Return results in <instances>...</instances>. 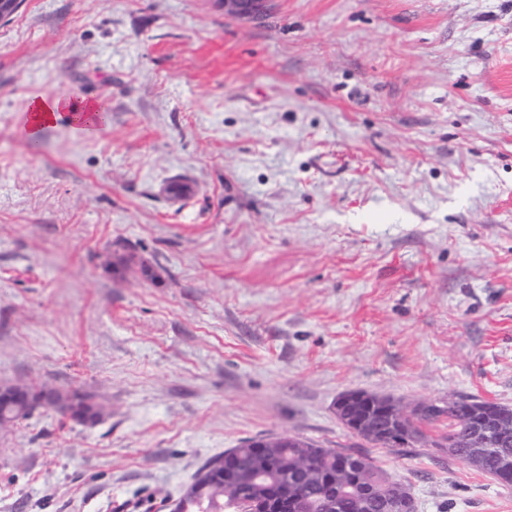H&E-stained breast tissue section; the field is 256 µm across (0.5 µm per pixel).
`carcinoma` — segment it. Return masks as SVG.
<instances>
[{"label":"carcinoma","instance_id":"obj_1","mask_svg":"<svg viewBox=\"0 0 512 512\" xmlns=\"http://www.w3.org/2000/svg\"><path fill=\"white\" fill-rule=\"evenodd\" d=\"M107 266L118 274L139 271L153 278L150 268L137 261L133 252H113ZM32 403L18 405L0 402V426L25 419L39 407H68L91 413L99 421L104 408L93 396L80 392L61 394L31 388ZM346 412L356 419L370 410L380 414L382 426L395 423L403 412L400 403L388 398L352 391ZM486 406L495 413L512 415V406L471 396L448 399L444 407L432 406L425 418H411L403 427L406 447L430 439L427 427L438 431L432 444L452 459H461L503 487L512 479L502 466V456L512 455V441L502 445L492 439L477 455L468 454V431L475 430L470 406ZM388 474L365 454L335 451L296 436H265L249 439L224 454L208 460L194 481L175 499L176 512H261L266 497L282 491L297 497L291 512H380Z\"/></svg>","mask_w":512,"mask_h":512}]
</instances>
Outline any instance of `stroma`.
<instances>
[{"label": "stroma", "mask_w": 512, "mask_h": 512, "mask_svg": "<svg viewBox=\"0 0 512 512\" xmlns=\"http://www.w3.org/2000/svg\"><path fill=\"white\" fill-rule=\"evenodd\" d=\"M77 89L107 134L59 122L30 152L29 94ZM119 243L155 279L107 272ZM4 382L107 413L0 428V512L175 498L289 434L363 451L418 512H512L336 416L348 391L512 405V0H25L0 24Z\"/></svg>", "instance_id": "stroma-1"}]
</instances>
